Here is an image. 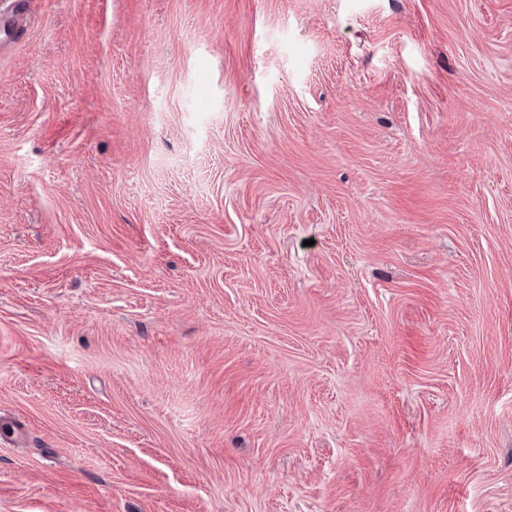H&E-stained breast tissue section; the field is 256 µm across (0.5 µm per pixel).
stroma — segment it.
I'll return each mask as SVG.
<instances>
[{
  "mask_svg": "<svg viewBox=\"0 0 512 512\" xmlns=\"http://www.w3.org/2000/svg\"><path fill=\"white\" fill-rule=\"evenodd\" d=\"M28 2L0 512H512V0Z\"/></svg>",
  "mask_w": 512,
  "mask_h": 512,
  "instance_id": "stroma-1",
  "label": "stroma"
}]
</instances>
